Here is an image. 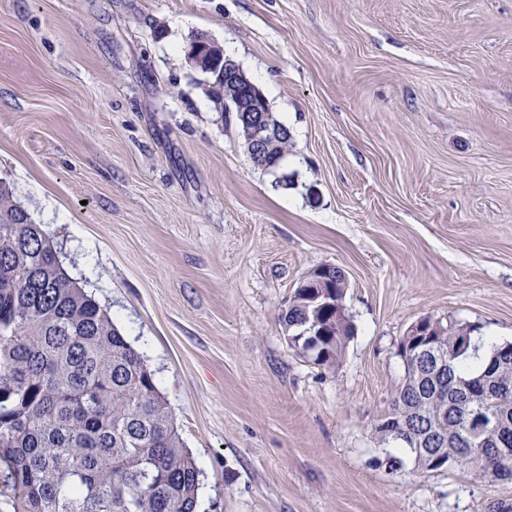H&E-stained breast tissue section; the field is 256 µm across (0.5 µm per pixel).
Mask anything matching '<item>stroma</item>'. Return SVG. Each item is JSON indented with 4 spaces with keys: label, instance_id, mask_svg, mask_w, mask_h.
<instances>
[{
    "label": "stroma",
    "instance_id": "1",
    "mask_svg": "<svg viewBox=\"0 0 512 512\" xmlns=\"http://www.w3.org/2000/svg\"><path fill=\"white\" fill-rule=\"evenodd\" d=\"M286 124L274 170L186 57ZM0 181L141 355L196 512H488L512 482L391 470L377 424L429 318L512 342V0H0ZM340 267L338 365L280 317ZM221 53L216 49V45L207 36L200 34L191 39L187 48V59L196 67L202 70H208L213 61L216 59L214 56H219Z\"/></svg>",
    "mask_w": 512,
    "mask_h": 512
}]
</instances>
